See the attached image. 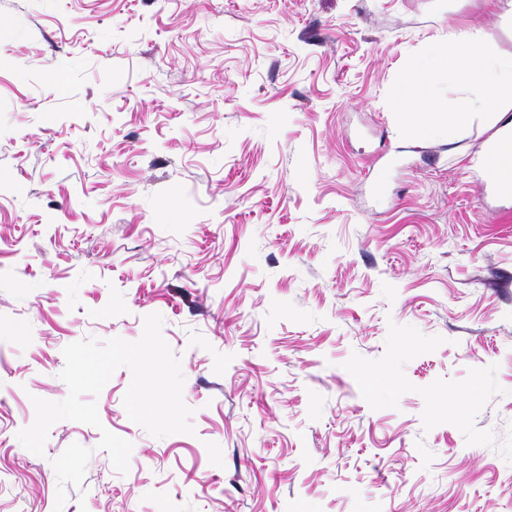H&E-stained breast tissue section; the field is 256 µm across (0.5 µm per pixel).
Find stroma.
I'll return each mask as SVG.
<instances>
[{"label":"stroma","instance_id":"1","mask_svg":"<svg viewBox=\"0 0 512 512\" xmlns=\"http://www.w3.org/2000/svg\"><path fill=\"white\" fill-rule=\"evenodd\" d=\"M452 25L512 54L482 0H0V512H512V199L388 102ZM153 313L193 433L122 367L24 448Z\"/></svg>","mask_w":512,"mask_h":512}]
</instances>
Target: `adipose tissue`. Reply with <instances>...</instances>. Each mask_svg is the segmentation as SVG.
Returning <instances> with one entry per match:
<instances>
[{"label": "adipose tissue", "mask_w": 512, "mask_h": 512, "mask_svg": "<svg viewBox=\"0 0 512 512\" xmlns=\"http://www.w3.org/2000/svg\"><path fill=\"white\" fill-rule=\"evenodd\" d=\"M439 57L449 82L460 84L466 98L448 112L437 111L431 69L421 65L411 77L393 85V108L407 114L423 136L432 134L440 123L453 129L465 125L472 113H487L492 132L480 155L481 168L490 177L512 172V55L480 30L452 27Z\"/></svg>", "instance_id": "1"}]
</instances>
